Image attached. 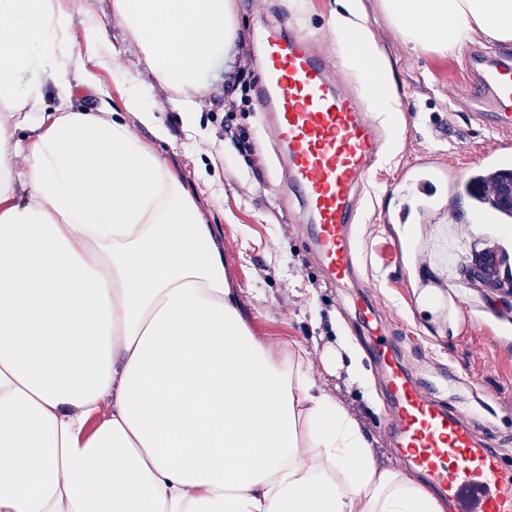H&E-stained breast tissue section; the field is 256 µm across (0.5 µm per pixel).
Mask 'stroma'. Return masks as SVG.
I'll list each match as a JSON object with an SVG mask.
<instances>
[{
    "instance_id": "stroma-1",
    "label": "stroma",
    "mask_w": 512,
    "mask_h": 512,
    "mask_svg": "<svg viewBox=\"0 0 512 512\" xmlns=\"http://www.w3.org/2000/svg\"><path fill=\"white\" fill-rule=\"evenodd\" d=\"M334 2L305 0L298 8L292 0H263L258 7L252 0H233L241 39L202 80L201 135L186 137L181 115L168 101L169 90L146 78L156 116L170 131L169 141L158 150L194 197L205 223L211 224L214 242L224 253V275L231 287L242 291L241 314L251 335L274 349H287L292 359L300 345L316 340L309 357L312 372L358 416L373 438L379 465L394 468L398 462L381 429L387 400L380 371L353 309L364 288L392 309V326L408 369L435 380L440 399L469 410L503 438V452L512 459V294L464 276L475 252L490 247L512 257V244L473 232L463 192L455 208L456 223L426 221L415 242L405 239L402 226L387 222L400 206L391 189L416 163L429 159L462 177L482 162L489 146L488 120L479 119L470 104L448 98V74L465 71L471 52L454 57L412 49L392 27L381 0H363L369 29L390 65L403 133L399 140L386 141L360 191L354 239L360 257L358 285L343 295L307 255L289 214L288 195L274 176L275 151L265 137L253 93L227 91L230 77L239 72L247 85L255 84L261 60L255 34L268 21L287 19L328 59L339 57L331 31ZM61 5L72 14L74 53L86 50L89 13L103 25V45L115 50L108 66L94 68V87L76 88L73 105L94 109L107 103L120 110L123 75H143L144 69L123 30L110 24L108 0H61ZM241 132L249 135L260 169L250 167L239 153L233 136ZM205 170L216 177V184L205 183ZM430 281L447 286L460 310L456 320L440 310L419 308V287ZM313 301L323 318L316 327L309 321ZM340 335L349 337L362 354L367 391L348 387L341 369L323 362Z\"/></svg>"
}]
</instances>
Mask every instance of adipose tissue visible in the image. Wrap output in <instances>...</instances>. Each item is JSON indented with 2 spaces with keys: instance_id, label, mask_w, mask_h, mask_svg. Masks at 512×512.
Segmentation results:
<instances>
[{
  "instance_id": "adipose-tissue-1",
  "label": "adipose tissue",
  "mask_w": 512,
  "mask_h": 512,
  "mask_svg": "<svg viewBox=\"0 0 512 512\" xmlns=\"http://www.w3.org/2000/svg\"><path fill=\"white\" fill-rule=\"evenodd\" d=\"M336 4L339 50L371 62L367 91L394 111L361 0ZM382 8L416 50L512 43V0ZM110 18L199 128L201 79L238 38L231 0H110ZM71 24L59 0H0V512H444L251 336L139 79L121 111L71 107ZM47 83L60 105L35 124Z\"/></svg>"
}]
</instances>
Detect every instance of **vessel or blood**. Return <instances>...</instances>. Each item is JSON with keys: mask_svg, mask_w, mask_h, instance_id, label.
Returning <instances> with one entry per match:
<instances>
[{"mask_svg": "<svg viewBox=\"0 0 512 512\" xmlns=\"http://www.w3.org/2000/svg\"><path fill=\"white\" fill-rule=\"evenodd\" d=\"M261 69L258 110L275 144L278 179L305 215L302 233L326 280L346 288L356 277L352 236L356 192L382 148L373 112L378 100L363 102L316 53L311 40L287 23L260 33ZM453 100L475 99L496 115L512 113V54L488 58L475 52L467 77L448 83ZM481 204L472 224H507L512 212L492 207L500 172L512 168L501 140L486 153ZM445 181L430 162L407 176L410 199L395 215L399 224L414 220L413 198H433ZM359 315L373 332L372 348L383 371L388 414L383 427L399 459L413 467L447 512H512V465L467 412L444 405L433 387L402 364L395 337L386 332L387 305L363 299Z\"/></svg>", "mask_w": 512, "mask_h": 512, "instance_id": "vessel-or-blood-1", "label": "vessel or blood"}]
</instances>
